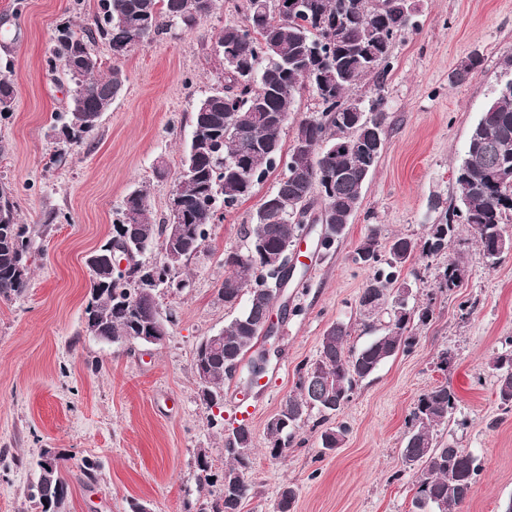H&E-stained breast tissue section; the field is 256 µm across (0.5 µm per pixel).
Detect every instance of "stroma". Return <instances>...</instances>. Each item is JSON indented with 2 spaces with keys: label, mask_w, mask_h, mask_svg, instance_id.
<instances>
[{
  "label": "stroma",
  "mask_w": 512,
  "mask_h": 512,
  "mask_svg": "<svg viewBox=\"0 0 512 512\" xmlns=\"http://www.w3.org/2000/svg\"><path fill=\"white\" fill-rule=\"evenodd\" d=\"M420 5L417 30L390 49L386 144L354 218L334 253L304 250L307 275L288 291L303 311L281 316L278 361L257 386L225 381L224 425L213 428L197 395L195 349L247 305L242 297L231 308L219 297L222 260L226 250L244 246L243 229L275 191L279 172L213 224L181 269L188 288L161 293L162 308L173 315L165 342H100L86 333L83 312L86 258L106 240L124 198L145 188L155 222L169 215L193 111L221 85L214 46L224 25L241 20L236 0H219L196 27L164 31L120 57L98 42L104 66L118 65L127 80L94 135L77 146L59 142L52 130L54 117L68 110L72 85L52 73L51 47L60 18L90 21L101 0H0V66L9 65L16 89L12 111L0 114V183L14 189L32 238L28 288L0 299V512H34L30 488L45 448L68 456L66 512H130L135 502L147 512H184L210 497L197 482L198 452L223 469V429L241 422L253 446L242 512H273L287 483L297 492L293 512H414L418 473L401 457L407 421L419 396L438 385L458 398L450 422L436 430L438 441L472 453L482 467L461 512H502L512 500V411L502 409L491 369L512 337V251L490 263L464 224L446 256L465 268L459 288L435 287L440 258L406 266L409 305L431 306L433 317L414 326L410 351L355 389L337 416L349 427L343 445L322 452L306 426L282 457L267 450V424L295 392L298 366L316 359L325 330L349 323L356 348L370 338L358 306L369 272L354 262L355 250L372 232L382 252L396 235L422 240L440 219L432 200L456 205L455 167L505 78L512 0ZM475 53L482 68L457 82V69ZM445 351L452 362L443 370ZM86 460L98 466L96 481L82 474Z\"/></svg>",
  "instance_id": "obj_1"
}]
</instances>
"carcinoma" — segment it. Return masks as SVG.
<instances>
[{
	"label": "carcinoma",
	"mask_w": 512,
	"mask_h": 512,
	"mask_svg": "<svg viewBox=\"0 0 512 512\" xmlns=\"http://www.w3.org/2000/svg\"><path fill=\"white\" fill-rule=\"evenodd\" d=\"M255 2L239 0L242 20L224 25L217 38L223 49V84L195 108L187 174L173 189L180 208L170 210L169 219L157 224L150 216L145 190L136 189L125 197L117 224L130 233L135 266L114 273L104 266L89 268L93 303L84 309L91 334L100 341L119 343L149 332L158 298L155 293H138L139 255L154 248L159 263L165 251L179 255L181 263L189 259L208 237L219 210L235 207L253 194L260 178L282 169L276 191L264 199L245 231V250L224 252L219 295L224 304L233 306L245 291L248 303L224 325L219 350L196 348L194 364L205 363L209 372L208 384L199 385L197 395L210 407L220 405L224 380L232 377L254 346L277 299L276 293L264 291L273 268L271 256L284 254L303 225L316 223L323 211L329 213L332 229L343 232L349 224L382 149L375 134L363 128L364 117L348 103L360 102L378 134H383L386 115L381 92L391 68L390 46L414 27L415 18L404 13L402 0H379L370 8L366 0H298L296 9L286 14L272 5L263 15L256 13ZM185 7L186 0H102V11L91 22L80 26L64 17L57 23L53 61L59 74L74 85L61 126H53L62 143L79 145L90 138L125 85L126 75L119 66L102 70L93 43L106 40L113 55L122 56L168 27L193 28L204 19L186 15ZM480 67V57L470 56L456 72L457 82L467 81ZM361 83L369 86L370 95L353 93ZM306 91L312 93L317 109L300 120L295 135L309 143L313 158L293 159L283 153L280 130L296 98ZM15 96L12 80L1 76L0 113L12 110ZM353 140L358 144L336 149ZM231 157L239 162L232 169L224 165ZM505 168L512 169V78L499 85L471 132L466 157L455 170L458 205L430 225L423 241L392 238L385 259L378 252L374 231L356 249L355 261L369 271L360 299L381 311L386 297H391L387 321L368 325L377 335L357 349L348 345L347 324L339 321L325 331L318 358L298 369L297 393L286 398L267 425L271 457L283 456L308 422L320 431L322 448L341 447L348 428L326 423L341 411L359 383L415 345L413 326L427 324L433 315L428 305L407 308L400 303L405 284L401 272L416 253L428 257L444 253L462 222L473 230L485 257L497 263L502 255V224L512 213V183L499 179ZM30 250L31 237L28 227L19 222L12 189L1 182V299L18 296L28 287ZM462 276L464 268L450 260L436 268L435 282L451 291L460 286ZM492 369L498 400L511 411L512 350L498 355ZM456 408V394L440 385L421 395L410 412L403 463L421 472L413 500L418 510L460 512L480 474L472 454L451 444L443 446L434 436ZM314 411L319 418L312 422ZM224 447L229 465L221 471L213 470L203 451L196 459L199 482L216 488L210 509L198 512H242L250 493L248 425L242 422L224 430ZM66 461L58 454L49 476L38 469L30 499L41 512H48L46 502L66 486L61 476ZM278 495L276 512H292L295 488L284 485Z\"/></svg>",
	"instance_id": "obj_1"
}]
</instances>
